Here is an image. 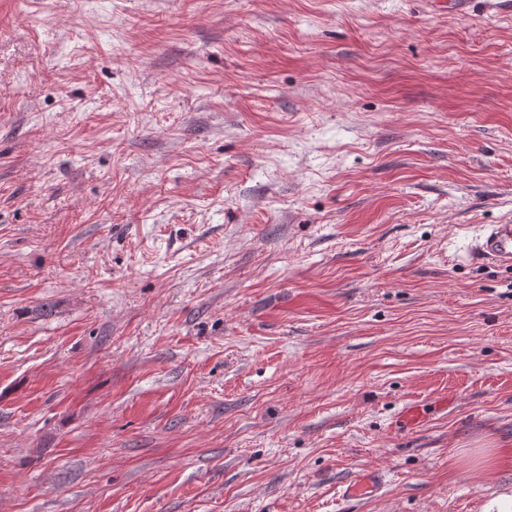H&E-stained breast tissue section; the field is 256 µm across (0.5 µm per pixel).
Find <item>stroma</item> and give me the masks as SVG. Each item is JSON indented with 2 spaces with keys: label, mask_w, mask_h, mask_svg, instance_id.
<instances>
[{
  "label": "stroma",
  "mask_w": 512,
  "mask_h": 512,
  "mask_svg": "<svg viewBox=\"0 0 512 512\" xmlns=\"http://www.w3.org/2000/svg\"><path fill=\"white\" fill-rule=\"evenodd\" d=\"M472 4L0 0V512L512 494V266L473 250L512 7ZM382 483L378 473L368 472L357 476L354 480L345 484L340 491V496L345 499H362L376 496Z\"/></svg>",
  "instance_id": "1"
}]
</instances>
